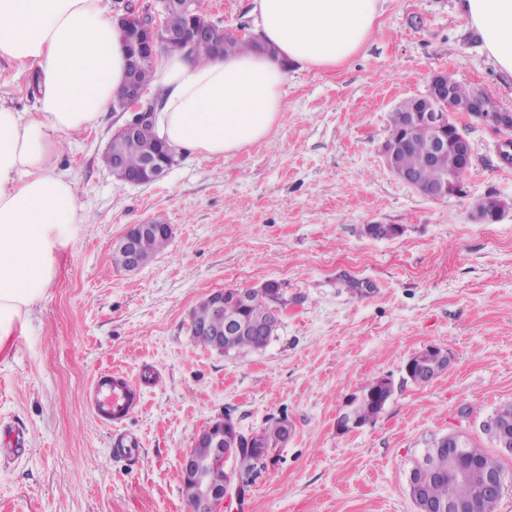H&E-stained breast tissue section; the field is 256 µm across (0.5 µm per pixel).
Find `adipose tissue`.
<instances>
[{"label":"adipose tissue","instance_id":"adipose-tissue-1","mask_svg":"<svg viewBox=\"0 0 512 512\" xmlns=\"http://www.w3.org/2000/svg\"><path fill=\"white\" fill-rule=\"evenodd\" d=\"M381 0H254L266 53L205 62L162 55L155 131L174 152L230 158L266 137L284 110L285 66L331 67L372 33ZM470 26L512 74V0H462ZM0 58L31 65L38 107L0 105V349L24 329L57 273L83 210L51 160L92 127L124 87L126 51L104 0H0Z\"/></svg>","mask_w":512,"mask_h":512}]
</instances>
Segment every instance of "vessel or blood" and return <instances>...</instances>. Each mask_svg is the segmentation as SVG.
<instances>
[{
    "instance_id": "obj_1",
    "label": "vessel or blood",
    "mask_w": 512,
    "mask_h": 512,
    "mask_svg": "<svg viewBox=\"0 0 512 512\" xmlns=\"http://www.w3.org/2000/svg\"><path fill=\"white\" fill-rule=\"evenodd\" d=\"M93 413L103 423L118 424L129 416L139 400V385L122 372H99L89 387Z\"/></svg>"
}]
</instances>
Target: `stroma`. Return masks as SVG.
Wrapping results in <instances>:
<instances>
[{
    "mask_svg": "<svg viewBox=\"0 0 512 512\" xmlns=\"http://www.w3.org/2000/svg\"><path fill=\"white\" fill-rule=\"evenodd\" d=\"M225 29L256 33L253 0H201ZM512 109L460 0H382L373 33L329 69L294 63L279 125L229 159L176 155L150 185L118 181L102 155L122 123L102 113L56 159L88 216L22 332L0 354V448L12 426L25 453L0 457V512H192L180 462L202 429L231 414L247 435L288 418L293 432L244 500L221 512H415L408 474L432 439L480 429L512 401V166L502 138L458 116L472 165L459 192L427 197L388 169L382 145L401 100L432 74ZM31 70L0 59V105L36 109ZM494 196V222L475 208ZM171 227L135 272L112 264L132 224ZM370 224L395 236L375 238ZM282 288L280 323L246 357L204 348L192 311L211 292ZM446 349L447 370L414 385L406 361ZM132 378L140 405L100 423L88 387L101 371ZM386 376L394 392L374 424L337 434L346 397ZM137 456L125 455L127 447Z\"/></svg>",
    "mask_w": 512,
    "mask_h": 512,
    "instance_id": "35a3bbf8",
    "label": "stroma"
}]
</instances>
